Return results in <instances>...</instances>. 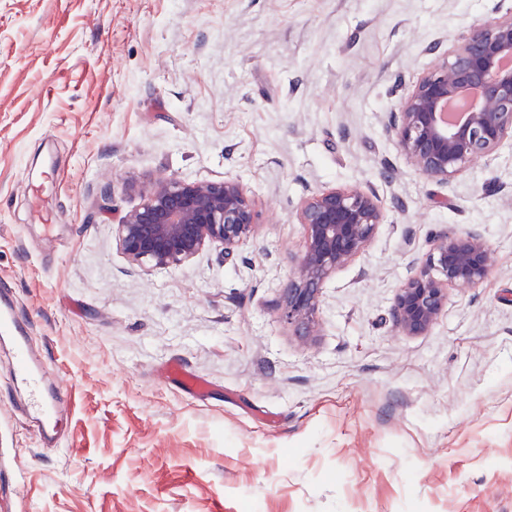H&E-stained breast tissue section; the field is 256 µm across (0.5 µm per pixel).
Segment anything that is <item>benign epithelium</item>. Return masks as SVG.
Masks as SVG:
<instances>
[{
  "mask_svg": "<svg viewBox=\"0 0 512 512\" xmlns=\"http://www.w3.org/2000/svg\"><path fill=\"white\" fill-rule=\"evenodd\" d=\"M512 13L474 28L437 68L408 92L386 127L409 162L429 179L446 182L512 139ZM383 216L377 198L333 188L307 197L300 209L306 244L295 275L282 288L281 315L297 335L318 329L325 282L373 241ZM254 199L240 181L183 180L160 175L142 188V203L115 224L118 246L130 263L177 267L208 246L224 261L258 231ZM496 256L475 231L436 233L415 262L391 307L393 327L406 336L430 331L451 287H478Z\"/></svg>",
  "mask_w": 512,
  "mask_h": 512,
  "instance_id": "benign-epithelium-1",
  "label": "benign epithelium"
}]
</instances>
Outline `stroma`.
Here are the masks:
<instances>
[{"mask_svg": "<svg viewBox=\"0 0 512 512\" xmlns=\"http://www.w3.org/2000/svg\"><path fill=\"white\" fill-rule=\"evenodd\" d=\"M512 0H0V291L71 402L28 426L0 346V499L25 512H512V151L441 183L384 121ZM65 182L53 226L29 188ZM238 178L260 227L172 270L115 225L157 171ZM373 192L365 254L325 284L302 341L280 290L303 200ZM497 255L427 334L390 308L444 228ZM208 379L202 399L163 367Z\"/></svg>", "mask_w": 512, "mask_h": 512, "instance_id": "1", "label": "stroma"}]
</instances>
